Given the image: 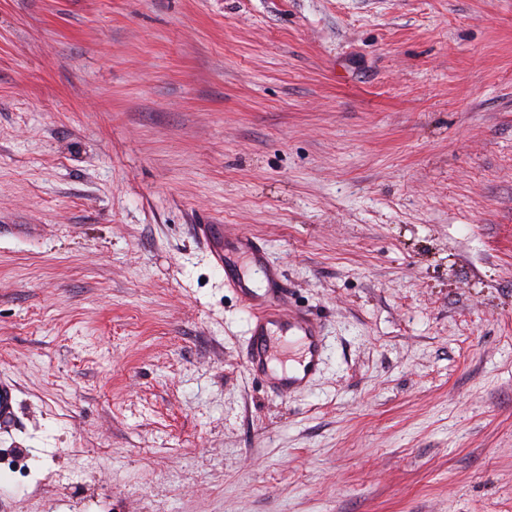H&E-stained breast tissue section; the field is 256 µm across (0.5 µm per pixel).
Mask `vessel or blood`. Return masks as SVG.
<instances>
[{
  "label": "vessel or blood",
  "mask_w": 512,
  "mask_h": 512,
  "mask_svg": "<svg viewBox=\"0 0 512 512\" xmlns=\"http://www.w3.org/2000/svg\"><path fill=\"white\" fill-rule=\"evenodd\" d=\"M196 232L210 247L214 267L224 285L238 293L248 316L249 341L244 362L279 397L304 390L323 363L322 324L311 313L292 307L288 284L248 231L227 234L223 225L200 224ZM259 271L263 293H255L245 267Z\"/></svg>",
  "instance_id": "1"
}]
</instances>
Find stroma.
Wrapping results in <instances>:
<instances>
[{"label":"stroma","mask_w":512,"mask_h":512,"mask_svg":"<svg viewBox=\"0 0 512 512\" xmlns=\"http://www.w3.org/2000/svg\"><path fill=\"white\" fill-rule=\"evenodd\" d=\"M0 384V512H512V0H0ZM196 232L210 246L214 267L224 273V286L238 293L248 316L249 341L244 362L281 398L304 390L323 363L321 321L311 313L293 308L288 284L267 256L264 247L247 230L228 235L221 224H199ZM259 271L266 289L255 293L239 260ZM296 343L298 357H283L282 341ZM294 361L288 364V361Z\"/></svg>","instance_id":"stroma-1"}]
</instances>
